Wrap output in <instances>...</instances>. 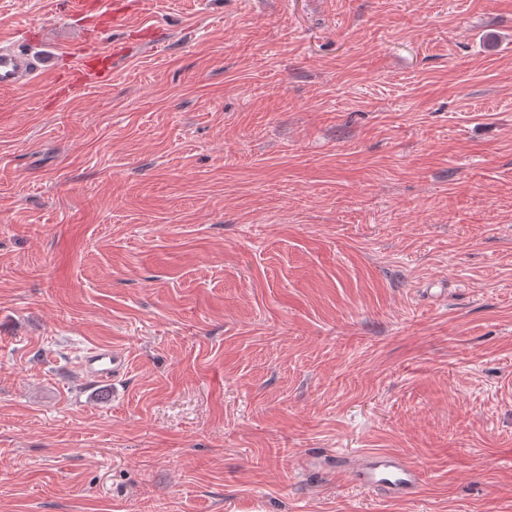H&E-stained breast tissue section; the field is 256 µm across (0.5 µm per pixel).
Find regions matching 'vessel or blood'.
<instances>
[{
	"instance_id": "1",
	"label": "vessel or blood",
	"mask_w": 512,
	"mask_h": 512,
	"mask_svg": "<svg viewBox=\"0 0 512 512\" xmlns=\"http://www.w3.org/2000/svg\"><path fill=\"white\" fill-rule=\"evenodd\" d=\"M114 68V57L98 49L84 56L85 77L102 78ZM41 69L38 57L31 50L0 45V89H14L32 78ZM79 368L91 383L105 386L123 377L127 361L124 351L116 346H97L80 359ZM354 482L362 487L409 497L415 494L420 469L401 456L387 451H368L360 454L352 470Z\"/></svg>"
}]
</instances>
